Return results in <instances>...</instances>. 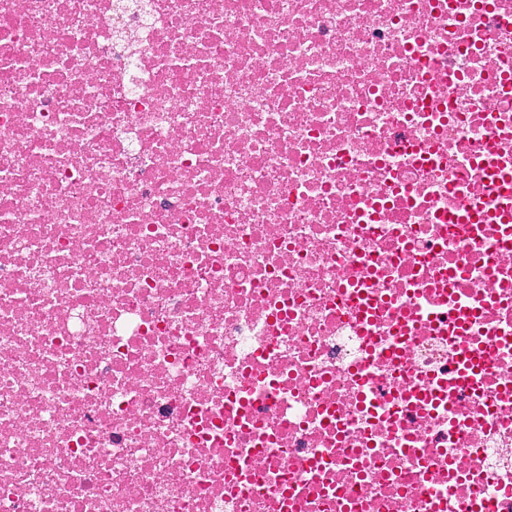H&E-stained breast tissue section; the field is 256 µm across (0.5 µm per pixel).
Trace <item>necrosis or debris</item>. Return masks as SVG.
Returning <instances> with one entry per match:
<instances>
[{"mask_svg": "<svg viewBox=\"0 0 512 512\" xmlns=\"http://www.w3.org/2000/svg\"><path fill=\"white\" fill-rule=\"evenodd\" d=\"M0 512H512V0H0Z\"/></svg>", "mask_w": 512, "mask_h": 512, "instance_id": "obj_1", "label": "necrosis or debris"}]
</instances>
